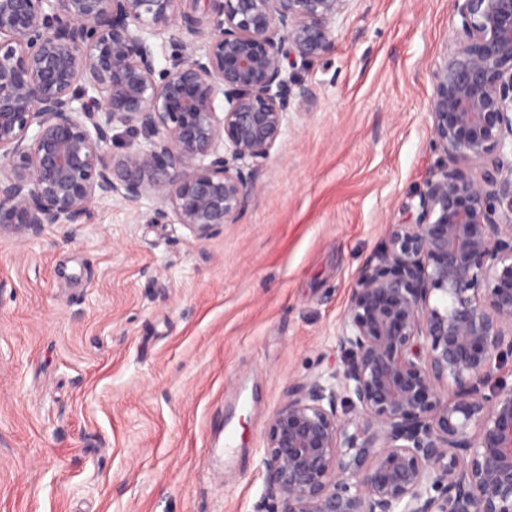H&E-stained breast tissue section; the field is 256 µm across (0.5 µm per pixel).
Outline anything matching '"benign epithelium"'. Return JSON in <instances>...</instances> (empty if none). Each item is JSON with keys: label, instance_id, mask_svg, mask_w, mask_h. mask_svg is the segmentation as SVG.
<instances>
[{"label": "benign epithelium", "instance_id": "7a95c632", "mask_svg": "<svg viewBox=\"0 0 512 512\" xmlns=\"http://www.w3.org/2000/svg\"><path fill=\"white\" fill-rule=\"evenodd\" d=\"M181 2L0 0V231L153 196L202 241L246 206L307 97L289 69L333 51L349 0ZM454 2L428 112L433 145L464 166L430 170L357 277L345 369L271 415L258 512H512V0Z\"/></svg>", "mask_w": 512, "mask_h": 512}]
</instances>
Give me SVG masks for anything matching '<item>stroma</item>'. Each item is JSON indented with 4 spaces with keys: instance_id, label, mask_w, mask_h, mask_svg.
<instances>
[{
    "instance_id": "1",
    "label": "stroma",
    "mask_w": 512,
    "mask_h": 512,
    "mask_svg": "<svg viewBox=\"0 0 512 512\" xmlns=\"http://www.w3.org/2000/svg\"><path fill=\"white\" fill-rule=\"evenodd\" d=\"M453 0H350L334 51L212 238L159 199L0 234V512H256L292 384L343 370L349 289L444 157Z\"/></svg>"
}]
</instances>
